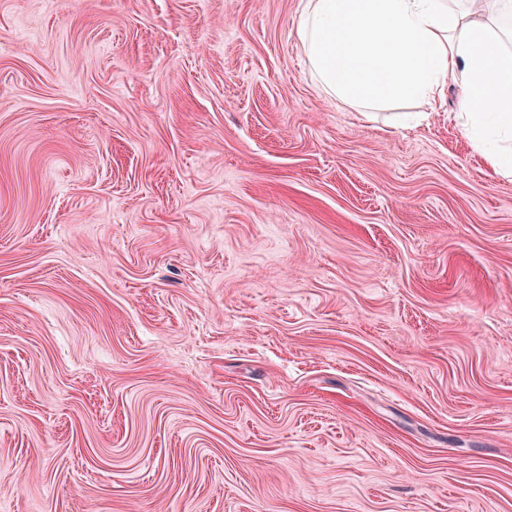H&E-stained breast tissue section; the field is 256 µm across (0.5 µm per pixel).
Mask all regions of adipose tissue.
Wrapping results in <instances>:
<instances>
[{
	"instance_id": "adipose-tissue-1",
	"label": "adipose tissue",
	"mask_w": 512,
	"mask_h": 512,
	"mask_svg": "<svg viewBox=\"0 0 512 512\" xmlns=\"http://www.w3.org/2000/svg\"><path fill=\"white\" fill-rule=\"evenodd\" d=\"M297 34L343 101L435 103L457 84L474 147L512 176V0H307Z\"/></svg>"
}]
</instances>
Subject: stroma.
Segmentation results:
<instances>
[{"label":"stroma","mask_w":512,"mask_h":512,"mask_svg":"<svg viewBox=\"0 0 512 512\" xmlns=\"http://www.w3.org/2000/svg\"><path fill=\"white\" fill-rule=\"evenodd\" d=\"M304 5L0 0V512H512V177Z\"/></svg>","instance_id":"stroma-1"}]
</instances>
